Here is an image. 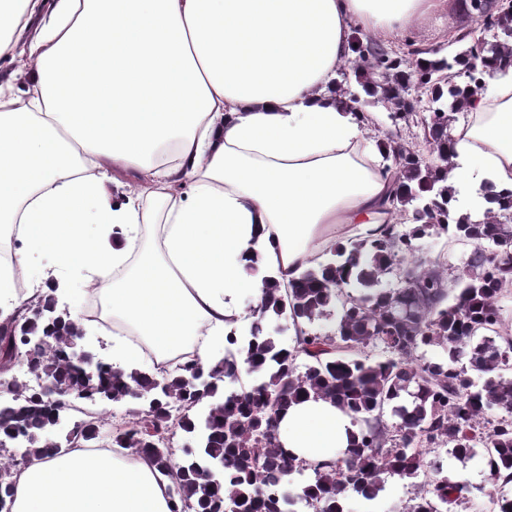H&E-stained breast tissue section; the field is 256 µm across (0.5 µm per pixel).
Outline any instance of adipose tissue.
Segmentation results:
<instances>
[{
    "label": "adipose tissue",
    "instance_id": "obj_1",
    "mask_svg": "<svg viewBox=\"0 0 512 512\" xmlns=\"http://www.w3.org/2000/svg\"><path fill=\"white\" fill-rule=\"evenodd\" d=\"M444 0H0V321L71 275L95 289L112 367L151 345L156 367L192 349L212 365L252 320L261 280L288 285L337 240L396 217L384 138L333 90L350 36L401 37ZM457 126L452 211L512 189V67L485 77ZM42 262L28 296L15 281ZM360 428L330 401L289 408L277 433L312 461ZM170 476L124 448L76 447L13 476L11 512H173Z\"/></svg>",
    "mask_w": 512,
    "mask_h": 512
}]
</instances>
